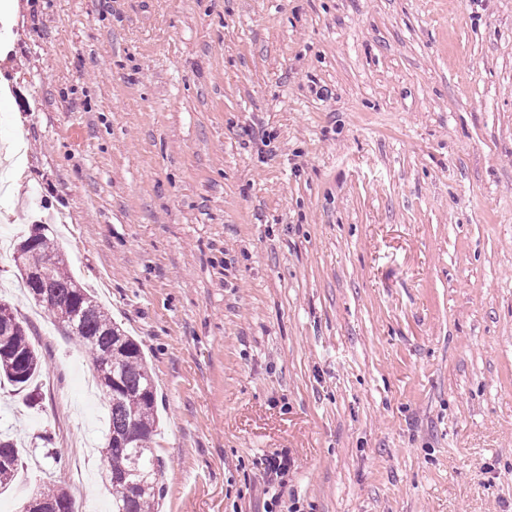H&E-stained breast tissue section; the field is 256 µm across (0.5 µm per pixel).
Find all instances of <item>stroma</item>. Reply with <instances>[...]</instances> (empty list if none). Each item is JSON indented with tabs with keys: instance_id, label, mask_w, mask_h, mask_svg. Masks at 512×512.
Segmentation results:
<instances>
[{
	"instance_id": "stroma-1",
	"label": "stroma",
	"mask_w": 512,
	"mask_h": 512,
	"mask_svg": "<svg viewBox=\"0 0 512 512\" xmlns=\"http://www.w3.org/2000/svg\"><path fill=\"white\" fill-rule=\"evenodd\" d=\"M19 2L0 300L45 225L148 360L160 512H512V0ZM29 323L16 482L108 512L91 365Z\"/></svg>"
}]
</instances>
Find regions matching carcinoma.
<instances>
[{"instance_id":"1","label":"carcinoma","mask_w":512,"mask_h":512,"mask_svg":"<svg viewBox=\"0 0 512 512\" xmlns=\"http://www.w3.org/2000/svg\"><path fill=\"white\" fill-rule=\"evenodd\" d=\"M21 276L29 296L59 326L77 338L88 354L107 400L109 429L101 455L112 460L107 479L111 512H153L163 491L164 467L152 447L159 426L151 372L139 344L112 323L91 291L72 276L63 254L44 233L25 238L17 249ZM43 272L48 288L33 274ZM44 360L30 339V328L10 304L0 301V378L25 389L39 375ZM22 466L14 441L0 434V489L8 488ZM35 498L57 509L75 512L71 494L48 480Z\"/></svg>"}]
</instances>
